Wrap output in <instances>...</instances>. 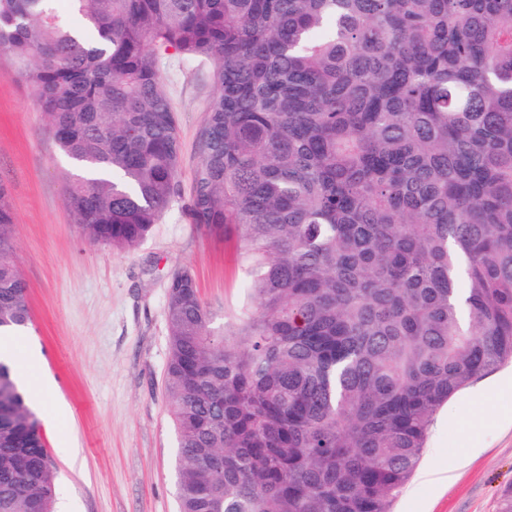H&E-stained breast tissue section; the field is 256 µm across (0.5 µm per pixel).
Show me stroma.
Here are the masks:
<instances>
[{
  "mask_svg": "<svg viewBox=\"0 0 512 512\" xmlns=\"http://www.w3.org/2000/svg\"><path fill=\"white\" fill-rule=\"evenodd\" d=\"M210 61L172 59L162 71L176 112L183 190L134 248L93 244L66 206L71 170L46 130L36 93L0 50V183L15 214L14 258L29 289L32 322L16 337L17 361L34 356L32 404L58 471L57 512H176V438L163 386L166 293L178 267L195 276L215 326L248 304L235 245L191 223L187 188L199 127L216 88ZM499 366L434 417L420 464L392 512H498L512 486V422L486 429L468 460L456 457V423L471 409L505 412L493 393Z\"/></svg>",
  "mask_w": 512,
  "mask_h": 512,
  "instance_id": "35a3bbf8",
  "label": "stroma"
}]
</instances>
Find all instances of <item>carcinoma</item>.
<instances>
[{"instance_id": "carcinoma-1", "label": "carcinoma", "mask_w": 512, "mask_h": 512, "mask_svg": "<svg viewBox=\"0 0 512 512\" xmlns=\"http://www.w3.org/2000/svg\"><path fill=\"white\" fill-rule=\"evenodd\" d=\"M0 0V49L77 173L72 222L139 244L180 190L169 51L215 58L188 213L235 242L221 329L167 289L177 512H392L437 412L512 361V0ZM0 183V338L28 327ZM56 467L0 358V512Z\"/></svg>"}]
</instances>
